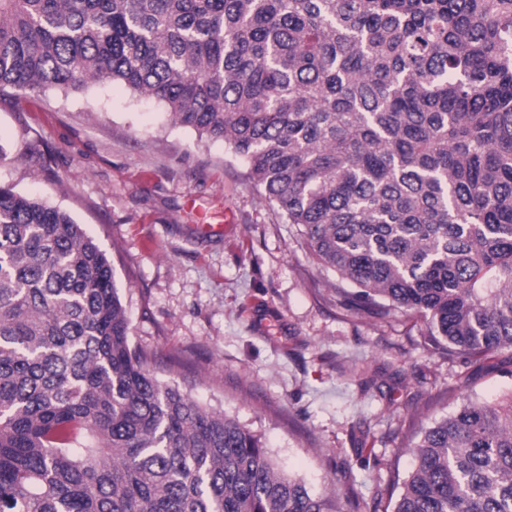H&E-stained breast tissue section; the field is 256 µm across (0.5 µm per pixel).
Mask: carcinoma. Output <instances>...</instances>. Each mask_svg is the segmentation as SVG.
Wrapping results in <instances>:
<instances>
[{"mask_svg": "<svg viewBox=\"0 0 512 512\" xmlns=\"http://www.w3.org/2000/svg\"><path fill=\"white\" fill-rule=\"evenodd\" d=\"M124 85L243 158L349 306L512 348V0H0V90ZM391 512H512V395ZM0 512H341L145 366L106 252L0 185Z\"/></svg>", "mask_w": 512, "mask_h": 512, "instance_id": "1", "label": "carcinoma"}]
</instances>
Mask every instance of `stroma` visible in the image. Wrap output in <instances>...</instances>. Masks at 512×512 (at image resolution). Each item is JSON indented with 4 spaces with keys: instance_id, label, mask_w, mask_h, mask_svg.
I'll use <instances>...</instances> for the list:
<instances>
[{
    "instance_id": "obj_1",
    "label": "stroma",
    "mask_w": 512,
    "mask_h": 512,
    "mask_svg": "<svg viewBox=\"0 0 512 512\" xmlns=\"http://www.w3.org/2000/svg\"><path fill=\"white\" fill-rule=\"evenodd\" d=\"M0 184L94 237L160 378L261 435L344 512H384L422 428L512 394V349L479 362L435 349L418 317L344 305L246 163L156 99L1 91Z\"/></svg>"
}]
</instances>
